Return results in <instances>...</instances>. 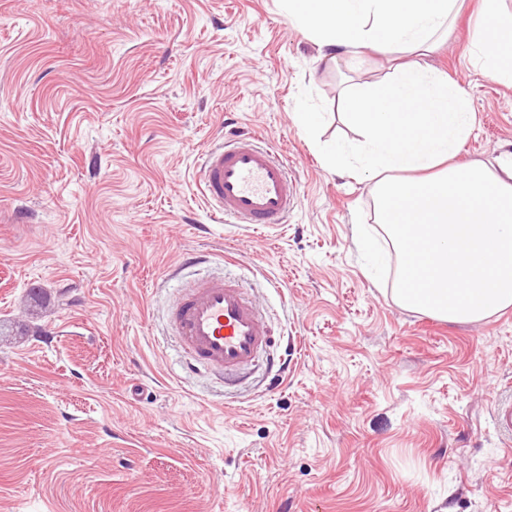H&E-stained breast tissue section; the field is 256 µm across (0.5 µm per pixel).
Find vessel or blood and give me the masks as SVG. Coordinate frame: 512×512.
I'll list each match as a JSON object with an SVG mask.
<instances>
[{"label":"vessel or blood","instance_id":"1","mask_svg":"<svg viewBox=\"0 0 512 512\" xmlns=\"http://www.w3.org/2000/svg\"><path fill=\"white\" fill-rule=\"evenodd\" d=\"M200 180L208 205L232 224L274 227L286 223L299 202L287 160L249 137L208 148ZM169 323L187 368L232 377L271 359L266 318L236 279L204 276L180 289Z\"/></svg>","mask_w":512,"mask_h":512}]
</instances>
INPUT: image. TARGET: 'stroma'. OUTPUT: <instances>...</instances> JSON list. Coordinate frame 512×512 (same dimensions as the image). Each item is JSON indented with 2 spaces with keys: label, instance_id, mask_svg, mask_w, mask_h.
<instances>
[{
  "label": "stroma",
  "instance_id": "1",
  "mask_svg": "<svg viewBox=\"0 0 512 512\" xmlns=\"http://www.w3.org/2000/svg\"><path fill=\"white\" fill-rule=\"evenodd\" d=\"M466 0L427 59L469 93L460 157L512 151V87L468 47ZM278 0H0V512H512V308L448 322L393 297L371 183L329 170L347 76ZM323 113L318 135L300 104ZM298 182L287 223H218L198 162L225 129ZM366 225L384 256L369 278ZM230 270L285 372L186 373L179 288Z\"/></svg>",
  "mask_w": 512,
  "mask_h": 512
}]
</instances>
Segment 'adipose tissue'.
I'll return each instance as SVG.
<instances>
[{
  "mask_svg": "<svg viewBox=\"0 0 512 512\" xmlns=\"http://www.w3.org/2000/svg\"><path fill=\"white\" fill-rule=\"evenodd\" d=\"M322 57L359 68L365 50L404 61L387 76L342 93L343 122L359 141L327 143L331 170L372 181L377 222L402 256L395 300L448 321L480 322L512 307V156L497 168L459 161L473 130L458 83L420 61L459 0H281ZM469 55L512 86V18L489 11Z\"/></svg>",
  "mask_w": 512,
  "mask_h": 512,
  "instance_id": "obj_1",
  "label": "adipose tissue"
}]
</instances>
